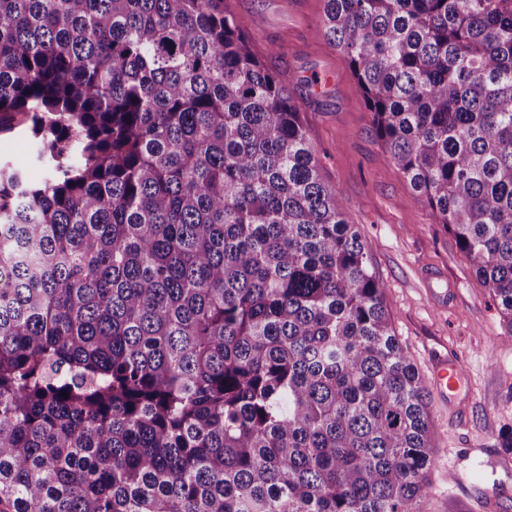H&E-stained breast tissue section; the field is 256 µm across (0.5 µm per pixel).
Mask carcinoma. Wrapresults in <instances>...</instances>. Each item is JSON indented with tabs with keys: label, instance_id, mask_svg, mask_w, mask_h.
<instances>
[{
	"label": "carcinoma",
	"instance_id": "1",
	"mask_svg": "<svg viewBox=\"0 0 512 512\" xmlns=\"http://www.w3.org/2000/svg\"><path fill=\"white\" fill-rule=\"evenodd\" d=\"M512 325V0H324ZM0 512H422L429 391L226 0H0ZM35 144L25 125L0 132V159L25 171L32 181L43 180L45 171L34 161Z\"/></svg>",
	"mask_w": 512,
	"mask_h": 512
}]
</instances>
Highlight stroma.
I'll return each mask as SVG.
<instances>
[{"label": "stroma", "mask_w": 512, "mask_h": 512, "mask_svg": "<svg viewBox=\"0 0 512 512\" xmlns=\"http://www.w3.org/2000/svg\"><path fill=\"white\" fill-rule=\"evenodd\" d=\"M255 53L303 102V119L324 179L346 203L384 285L393 328L425 379L436 359L456 355L469 393L430 395L432 494L424 512H512V345L499 310L454 238L436 224L371 130V117L339 52L323 34V0H227ZM25 126L0 132V159L40 181Z\"/></svg>", "instance_id": "35a3bbf8"}]
</instances>
